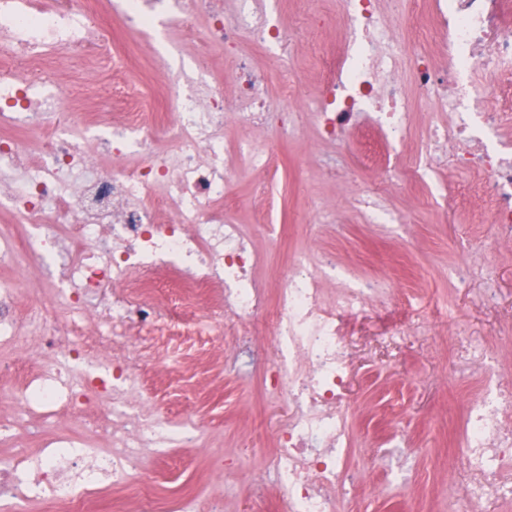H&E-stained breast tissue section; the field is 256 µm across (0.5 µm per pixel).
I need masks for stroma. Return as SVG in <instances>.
I'll return each instance as SVG.
<instances>
[{
    "label": "stroma",
    "mask_w": 512,
    "mask_h": 512,
    "mask_svg": "<svg viewBox=\"0 0 512 512\" xmlns=\"http://www.w3.org/2000/svg\"><path fill=\"white\" fill-rule=\"evenodd\" d=\"M204 18L193 21L190 36L157 24L145 35L131 33L113 20L108 37L121 53L115 79L129 90L152 97L157 121L171 119L162 100L161 76L151 64L156 51L166 52L175 66L193 69L204 63L225 95L235 88L220 52L207 49ZM228 133L272 144L280 158L275 173L236 167L231 172L235 217L250 235L259 256L257 275L268 291L282 284L293 257L315 251L364 277H377L391 287L392 297L412 298L458 308L457 317L430 321L423 335L405 337L395 349L382 348L372 328L359 330L352 342L348 398L350 464L377 495L365 486L339 491L338 512H456L462 486L448 484V458L456 454L463 433L467 402L481 381L456 356L459 341L493 350L496 369L512 383V237L491 224H470L449 211L434 191L461 185L451 164L438 165L427 185L395 190L391 208L397 218L389 230L362 223L350 201L376 186L378 170L359 164L356 148L343 157L346 177L324 165L332 147L322 145L309 129L283 139L265 128L241 126L227 115ZM340 203L338 223H312L315 202ZM484 265L461 280L456 270L468 255ZM241 327L225 326L214 337L210 358L183 361L176 346L146 338L129 353L150 380L137 398L153 397L161 417L172 425L196 428V448H156L146 459L154 471L158 493L170 507L196 500L199 508L223 505L224 512H256L264 496L266 512H276L278 491L268 462L277 448L276 432L288 421L289 405L267 398L263 364L224 362L225 349L238 345ZM44 337L39 322L28 324L20 347L0 360V421L12 423L0 439V454L41 451L52 433H78L76 412L20 413V382L15 368L40 361Z\"/></svg>",
    "instance_id": "stroma-1"
}]
</instances>
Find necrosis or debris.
<instances>
[{"mask_svg":"<svg viewBox=\"0 0 512 512\" xmlns=\"http://www.w3.org/2000/svg\"><path fill=\"white\" fill-rule=\"evenodd\" d=\"M381 2L338 0L324 18L312 0H299V21L287 26L265 0H122L104 16L95 15L91 0L50 7L0 0V123L21 131L0 136V201L28 225L22 255L48 266L51 300L63 315L43 329L42 374L21 401L84 413L103 399L112 405L111 414L95 419L111 426L110 447L61 438L27 461H0V512H28L37 499L46 512H99L105 483L123 489L135 512H164L143 451L173 441L192 447L197 435L172 433L157 412L131 403L141 372L126 349L137 337L165 331L209 336L222 319L261 322L273 336L265 391L292 408L270 467L286 512H336V488L353 479L347 329L387 303L391 291L309 252L294 258L275 293L263 288L253 274L257 257L224 208L227 158L272 172L277 155L249 139L227 142V113L251 128L296 135L291 61L308 47L328 61L311 114L318 139L341 148L361 129L386 153V189L366 190L354 202L363 223L387 226L391 190L413 184L423 166L446 156L458 172L478 178L493 203L489 223L512 235V144L503 137L512 127V0H418L411 39L401 32L406 17L385 15ZM116 14L143 31L160 20L181 30L204 16L205 42L233 63L234 95L159 55L154 68L171 123L157 124L137 96L125 111L57 124L86 85L105 80L112 44L101 30ZM246 42L275 58L277 99L243 55ZM415 94L439 126L417 157L394 164L390 158L411 130ZM20 296L19 282L0 283L2 346L24 336ZM90 309L110 328L100 343L112 350V369L100 376L87 372L91 348L75 338ZM462 356L483 385L465 407L460 512H484L512 499V383L497 377L491 352L466 349Z\"/></svg>","mask_w":512,"mask_h":512,"instance_id":"1","label":"necrosis or debris"}]
</instances>
